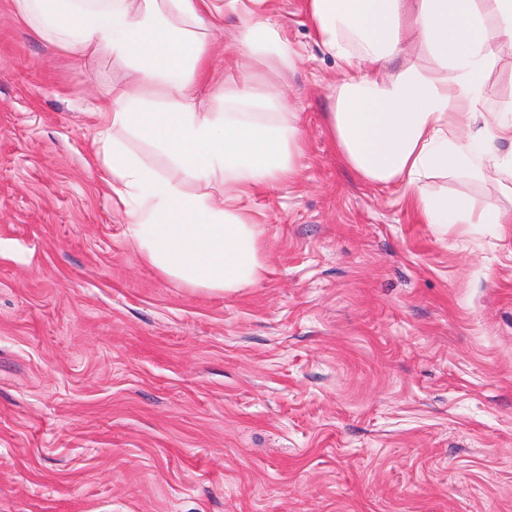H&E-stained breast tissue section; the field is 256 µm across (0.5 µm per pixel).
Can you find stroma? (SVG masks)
Returning <instances> with one entry per match:
<instances>
[{"label": "stroma", "instance_id": "35a3bbf8", "mask_svg": "<svg viewBox=\"0 0 512 512\" xmlns=\"http://www.w3.org/2000/svg\"><path fill=\"white\" fill-rule=\"evenodd\" d=\"M268 10L305 153L250 203L264 279L225 294L142 261L112 206L91 108L126 68L0 0V512H512V224L441 235L357 180L305 0Z\"/></svg>", "mask_w": 512, "mask_h": 512}]
</instances>
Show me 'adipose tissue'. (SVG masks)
<instances>
[{
    "label": "adipose tissue",
    "mask_w": 512,
    "mask_h": 512,
    "mask_svg": "<svg viewBox=\"0 0 512 512\" xmlns=\"http://www.w3.org/2000/svg\"><path fill=\"white\" fill-rule=\"evenodd\" d=\"M265 0H13L15 15L55 50L111 55L130 79L92 108L103 179L139 257L190 288L234 293L261 281V232L244 206L260 187L292 181L303 143L296 115L268 68L294 51ZM315 42L338 62L326 126L342 163L362 182L400 183L423 223L512 224V117L486 108L491 40L512 41V0H307ZM260 81L199 97L215 73L225 13ZM163 101L132 108L138 93ZM140 138L164 156L159 171L130 151ZM462 172L497 203L428 191ZM195 191H188V184Z\"/></svg>",
    "instance_id": "adipose-tissue-1"
}]
</instances>
